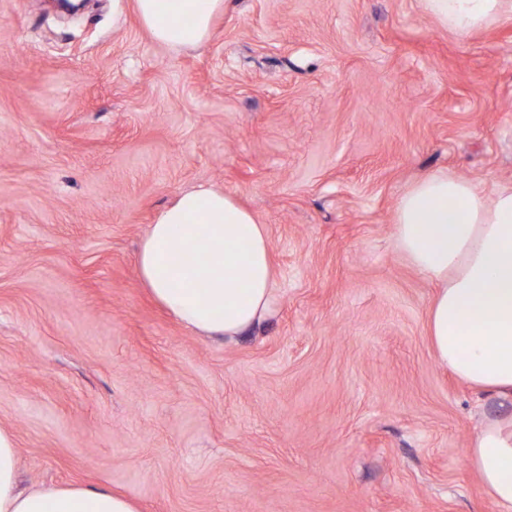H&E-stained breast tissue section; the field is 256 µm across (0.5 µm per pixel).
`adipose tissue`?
Returning <instances> with one entry per match:
<instances>
[{
	"label": "adipose tissue",
	"mask_w": 512,
	"mask_h": 512,
	"mask_svg": "<svg viewBox=\"0 0 512 512\" xmlns=\"http://www.w3.org/2000/svg\"><path fill=\"white\" fill-rule=\"evenodd\" d=\"M423 2L458 35L512 18V0ZM226 3L135 0V8L155 42L196 48ZM393 235L410 266L438 287L427 313L436 360L496 405L468 460L501 512H512V186L488 197L467 179L428 173L401 194ZM136 263L153 299L197 334L230 339L273 310L276 272L265 225L208 185L182 192L156 215ZM17 471L15 438L0 429V512H138L105 486L20 488Z\"/></svg>",
	"instance_id": "1"
}]
</instances>
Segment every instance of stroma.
<instances>
[{"instance_id": "35a3bbf8", "label": "stroma", "mask_w": 512, "mask_h": 512, "mask_svg": "<svg viewBox=\"0 0 512 512\" xmlns=\"http://www.w3.org/2000/svg\"><path fill=\"white\" fill-rule=\"evenodd\" d=\"M437 170L512 184V20L421 0H228L174 50L132 0H0V428L28 487L141 512H499L487 409L440 368L392 217ZM208 184L268 230L277 302L231 341L141 285L156 212ZM427 13L442 27L466 35L485 25L512 18L511 0H422Z\"/></svg>"}]
</instances>
